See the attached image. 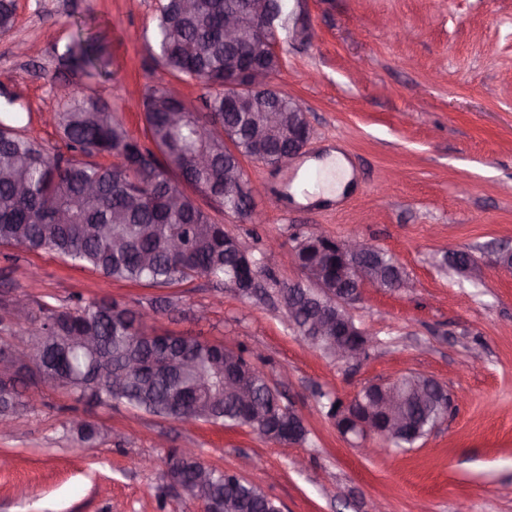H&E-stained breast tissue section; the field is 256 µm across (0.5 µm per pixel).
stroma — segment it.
Returning a JSON list of instances; mask_svg holds the SVG:
<instances>
[{
	"label": "stroma",
	"instance_id": "stroma-1",
	"mask_svg": "<svg viewBox=\"0 0 512 512\" xmlns=\"http://www.w3.org/2000/svg\"><path fill=\"white\" fill-rule=\"evenodd\" d=\"M156 7L17 0L14 26L0 34V110L63 154L54 112L68 97L99 98L144 139L139 103L169 81L155 58ZM92 34L110 58L98 77L58 60L74 38ZM278 41L283 65L273 82L306 111L312 136L289 166L244 164L277 207L252 224L196 197L260 260L265 294L242 297L205 277L165 288L113 281L47 250L12 262L0 247V319L16 300L140 308L171 297L152 330L243 352L302 414L305 442L51 390L0 423V455L10 460L0 469V512H202L168 488L174 453L239 473L282 512H512V269L487 261L491 250L512 249V0H300ZM336 150L352 169V190L296 202L308 162ZM312 224L384 250L412 282L399 291L365 286L352 313L374 343L357 366L303 342L279 301V288L305 279L282 254ZM451 248L471 254L479 272L450 269ZM409 373L455 396L446 421L416 447L375 439V454H363L328 417L330 402ZM74 417L100 424L104 437L81 445L68 427Z\"/></svg>",
	"mask_w": 512,
	"mask_h": 512
}]
</instances>
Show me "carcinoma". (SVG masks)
<instances>
[{
    "label": "carcinoma",
    "mask_w": 512,
    "mask_h": 512,
    "mask_svg": "<svg viewBox=\"0 0 512 512\" xmlns=\"http://www.w3.org/2000/svg\"><path fill=\"white\" fill-rule=\"evenodd\" d=\"M165 3L158 10L153 30L157 62L178 80H194L207 89L203 112L192 111L173 97L165 85L148 90L141 108L150 145L125 131L108 102L89 98L67 101L56 113L57 127L70 155H53L36 138L0 118V246L23 251L49 250L74 265L89 267L114 281L147 283L157 287L204 276L230 285L240 275L237 238L224 231L172 180L177 175L193 189L209 196L222 186L218 200L223 209L247 217L239 198L246 180L242 161L263 165L282 160L288 150L293 99L283 93L250 103L246 110L224 108V97L245 96L237 89L248 83L247 64L258 65L266 76L282 66L255 38L249 0H190ZM239 13L245 24L239 43H224V14ZM14 24V4L0 0V33ZM77 53L83 69L106 65L102 47L93 39L78 40L65 53ZM275 108L279 125L267 128L264 111ZM179 112L173 122L171 112ZM208 157L205 165L192 162L194 154ZM109 156L108 165L89 161ZM383 268L380 287L400 275L392 257L383 251L372 256ZM30 354L52 389H64L79 399L97 404L122 403L139 411L176 421L204 420L243 426L260 437L282 441L288 429V411L273 402L271 386L257 367L248 369L224 357V345H204L197 336H181L166 355L169 379L144 375L138 359L155 348L145 338L147 319L142 310L110 300L75 303L57 308L42 305L39 314L27 310ZM96 339L93 349L81 342ZM256 373L249 382L252 401L243 405L224 396L220 370ZM116 372L119 385L110 384ZM409 400L404 413L414 426L386 438L397 448H412L427 437L443 409L433 395L418 387L422 375L404 378ZM26 375L15 372L14 384L0 386V422L19 409L36 405L25 392ZM79 441L91 444L101 427L84 420L72 428ZM171 476L184 479L197 459L173 454ZM209 480L191 485L186 496L204 512H276L278 505L244 479L230 480L225 471L208 469Z\"/></svg>",
    "instance_id": "1"
}]
</instances>
